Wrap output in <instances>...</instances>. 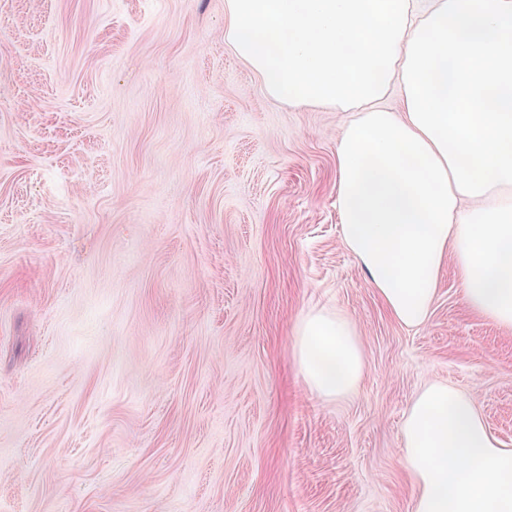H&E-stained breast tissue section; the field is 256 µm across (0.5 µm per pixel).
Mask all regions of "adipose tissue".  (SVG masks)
<instances>
[{
  "mask_svg": "<svg viewBox=\"0 0 512 512\" xmlns=\"http://www.w3.org/2000/svg\"><path fill=\"white\" fill-rule=\"evenodd\" d=\"M224 39L265 95L353 118L336 140L340 233L394 318L430 315L454 266L466 303L512 329V0H225ZM399 84L403 109L383 101ZM322 400L355 391L363 353L342 314L293 332ZM413 512H512V449L442 382L402 425Z\"/></svg>",
  "mask_w": 512,
  "mask_h": 512,
  "instance_id": "obj_1",
  "label": "adipose tissue"
}]
</instances>
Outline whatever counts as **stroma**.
I'll return each mask as SVG.
<instances>
[{
    "mask_svg": "<svg viewBox=\"0 0 512 512\" xmlns=\"http://www.w3.org/2000/svg\"><path fill=\"white\" fill-rule=\"evenodd\" d=\"M350 113L268 99L224 0H0V512H413L428 382L512 448V330L401 325L340 239ZM355 327L324 401L293 327ZM294 358L308 390L322 400L355 391L363 377V353L352 323L342 314L310 310L295 323Z\"/></svg>",
    "mask_w": 512,
    "mask_h": 512,
    "instance_id": "35a3bbf8",
    "label": "stroma"
}]
</instances>
